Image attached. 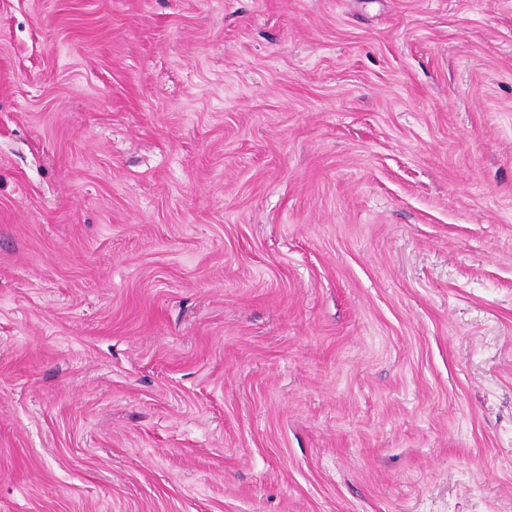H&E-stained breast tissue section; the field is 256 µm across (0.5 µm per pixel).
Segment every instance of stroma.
Masks as SVG:
<instances>
[{
	"label": "stroma",
	"instance_id": "stroma-1",
	"mask_svg": "<svg viewBox=\"0 0 512 512\" xmlns=\"http://www.w3.org/2000/svg\"><path fill=\"white\" fill-rule=\"evenodd\" d=\"M0 512H512V0H0Z\"/></svg>",
	"mask_w": 512,
	"mask_h": 512
}]
</instances>
